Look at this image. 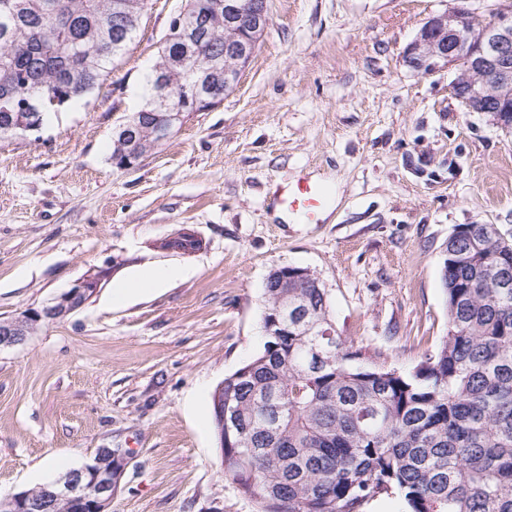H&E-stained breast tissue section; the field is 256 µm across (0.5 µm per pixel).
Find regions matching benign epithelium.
Segmentation results:
<instances>
[{
	"label": "benign epithelium",
	"instance_id": "benign-epithelium-1",
	"mask_svg": "<svg viewBox=\"0 0 512 512\" xmlns=\"http://www.w3.org/2000/svg\"><path fill=\"white\" fill-rule=\"evenodd\" d=\"M229 36L224 52L247 59L250 48L269 25L268 0H243L228 6ZM405 62L413 71L429 75L441 68L463 64L462 75L451 84L453 96L470 112H486L494 124L512 136V6L488 17L464 7L429 18L407 47ZM183 99L160 93L158 111L134 112L113 130V139L122 152L121 170L140 161L174 134L178 109ZM165 250L184 253L180 243L203 247L202 237L183 228L167 237ZM102 275L89 274L39 310L0 319V350L24 344L42 325L62 321L83 308L98 292ZM127 453L99 448L81 466L33 489L0 498V512H108L116 479L125 465Z\"/></svg>",
	"mask_w": 512,
	"mask_h": 512
}]
</instances>
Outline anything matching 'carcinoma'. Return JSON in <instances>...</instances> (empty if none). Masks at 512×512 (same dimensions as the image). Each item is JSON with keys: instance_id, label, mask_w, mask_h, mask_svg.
<instances>
[{"instance_id": "carcinoma-1", "label": "carcinoma", "mask_w": 512, "mask_h": 512, "mask_svg": "<svg viewBox=\"0 0 512 512\" xmlns=\"http://www.w3.org/2000/svg\"><path fill=\"white\" fill-rule=\"evenodd\" d=\"M148 0H0V139L17 117L87 99L132 43ZM144 79L211 100L224 92V0H186ZM512 241L459 224L441 280L448 333L401 370L340 336L313 281L262 294V349L211 399L221 472L256 512H512ZM307 315H283L280 298Z\"/></svg>"}]
</instances>
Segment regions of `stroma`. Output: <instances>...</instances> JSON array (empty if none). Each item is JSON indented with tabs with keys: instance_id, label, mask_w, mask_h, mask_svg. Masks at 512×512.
Instances as JSON below:
<instances>
[{
	"instance_id": "obj_1",
	"label": "stroma",
	"mask_w": 512,
	"mask_h": 512,
	"mask_svg": "<svg viewBox=\"0 0 512 512\" xmlns=\"http://www.w3.org/2000/svg\"><path fill=\"white\" fill-rule=\"evenodd\" d=\"M456 0H269L238 84L138 166L112 163V128L184 0H149L87 102L39 136L0 140V318L39 309L92 271L99 291L0 351V497L129 455L110 512H255L219 465L211 395L263 345L261 294L283 266L315 271L342 335L414 364L448 332L441 265L459 224L512 239V137L452 97L455 69L404 51ZM332 180L321 223L278 216L276 190ZM188 227L202 250L156 241ZM149 267L159 292L111 302ZM53 458L57 466L37 471Z\"/></svg>"
}]
</instances>
